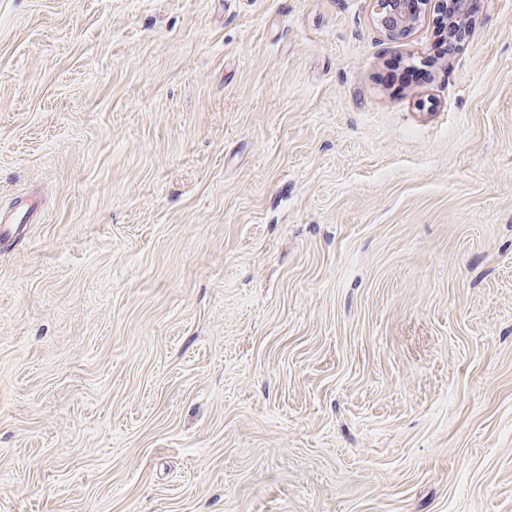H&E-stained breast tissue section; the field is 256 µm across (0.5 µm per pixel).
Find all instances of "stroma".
Returning <instances> with one entry per match:
<instances>
[{
	"mask_svg": "<svg viewBox=\"0 0 512 512\" xmlns=\"http://www.w3.org/2000/svg\"><path fill=\"white\" fill-rule=\"evenodd\" d=\"M434 19L0 0V512H512V0ZM29 209L16 213H0V238H10L19 234L30 223Z\"/></svg>",
	"mask_w": 512,
	"mask_h": 512,
	"instance_id": "stroma-1",
	"label": "stroma"
}]
</instances>
